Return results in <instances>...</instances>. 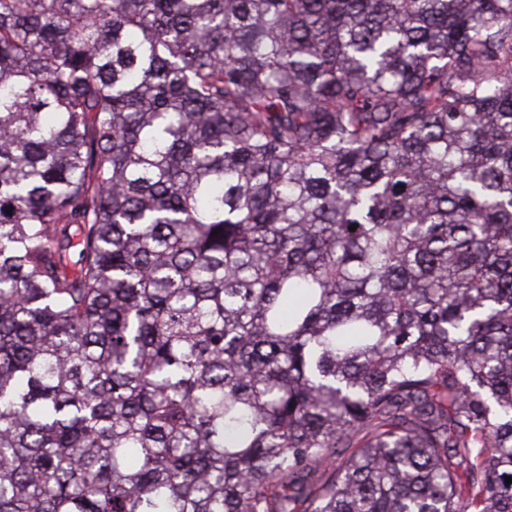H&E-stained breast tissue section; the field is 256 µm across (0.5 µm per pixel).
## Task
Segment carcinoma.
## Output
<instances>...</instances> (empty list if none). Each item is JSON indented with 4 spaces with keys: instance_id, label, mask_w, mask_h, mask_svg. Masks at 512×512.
I'll list each match as a JSON object with an SVG mask.
<instances>
[{
    "instance_id": "obj_1",
    "label": "carcinoma",
    "mask_w": 512,
    "mask_h": 512,
    "mask_svg": "<svg viewBox=\"0 0 512 512\" xmlns=\"http://www.w3.org/2000/svg\"><path fill=\"white\" fill-rule=\"evenodd\" d=\"M507 477L512 0H0V512Z\"/></svg>"
}]
</instances>
